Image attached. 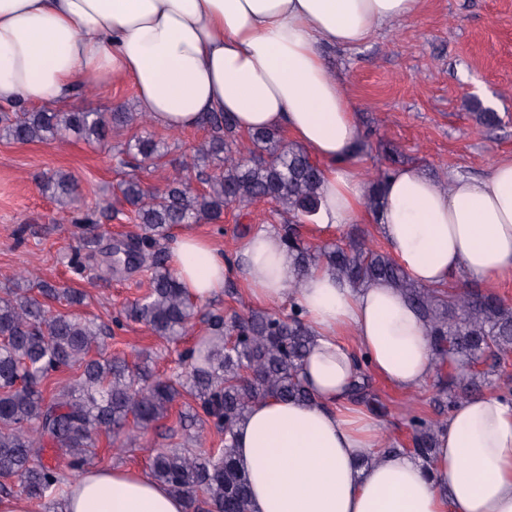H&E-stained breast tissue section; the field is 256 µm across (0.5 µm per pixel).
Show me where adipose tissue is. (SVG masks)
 <instances>
[{"instance_id": "obj_1", "label": "adipose tissue", "mask_w": 512, "mask_h": 512, "mask_svg": "<svg viewBox=\"0 0 512 512\" xmlns=\"http://www.w3.org/2000/svg\"><path fill=\"white\" fill-rule=\"evenodd\" d=\"M422 5L0 0V103L55 106L85 83L128 80L139 111L166 128L226 112L244 132L285 130L322 167L317 220L331 233L362 213L366 181L353 155L354 105L321 48L356 47ZM376 229L417 283L459 273L490 288L512 280V156L485 179L445 186L398 169ZM169 254L191 299L221 296L235 269L261 299L295 306L314 333L302 371L311 401L259 402L237 427L251 512H512V396L482 393L456 405L428 465L385 451L378 418L351 400L363 367L405 392L435 371L427 330L392 285L355 291L324 267L298 275L272 229L252 232L232 265L187 228ZM63 512H187V503L148 472L115 468L85 471Z\"/></svg>"}]
</instances>
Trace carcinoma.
<instances>
[{
	"label": "carcinoma",
	"instance_id": "cac0c4a2",
	"mask_svg": "<svg viewBox=\"0 0 512 512\" xmlns=\"http://www.w3.org/2000/svg\"><path fill=\"white\" fill-rule=\"evenodd\" d=\"M135 120L136 113L123 107L113 112L3 109L0 132L22 143L53 145L80 135L101 144L112 129ZM204 125L208 141L181 162L163 189L153 190L136 177L117 185L137 232L128 249L108 254L107 270L133 262L149 280L146 295L125 309L127 319L168 342L181 339L197 306L169 267L161 242L176 227L221 221L229 206L267 201L288 215L278 233L298 274L325 266L356 290L379 281L391 284L423 318L437 370L452 363L468 368L462 385L438 378L439 414L448 415L479 391L490 370L512 354V305L496 294L467 284L421 285L390 252L364 243L306 242L302 228L317 211L322 169L302 147L285 142L274 129L241 132L223 112L207 114ZM168 152L165 140L136 134L118 151V160L132 168L156 166ZM390 177L388 170L366 173L367 205L374 212ZM195 181L202 188L193 187ZM78 189V179L62 171L40 184L61 208L74 205ZM107 217L104 209L76 219L86 243L103 238ZM60 298L73 306L83 304L85 295L44 280L0 291V493L18 492L63 508L67 479L89 467L98 433L124 435L131 421L146 430L168 417L177 398L187 396L193 405L179 414L180 429L211 424L221 435L220 445L161 449L152 458V476L185 498L188 512H250L248 478L234 461L236 427L266 399L311 401L299 373L312 331L299 311L250 310L229 318L210 311L201 343L182 355L183 370L162 377L145 361L133 369L123 357L91 355L100 337L111 335L110 326L52 310L50 303ZM62 370L72 376L47 388ZM351 398L371 411L379 405L366 372L353 384ZM445 424L410 417L407 451L431 462L436 433Z\"/></svg>",
	"mask_w": 512,
	"mask_h": 512
}]
</instances>
